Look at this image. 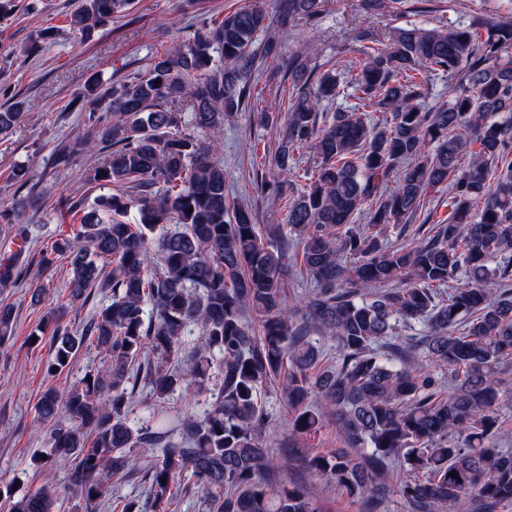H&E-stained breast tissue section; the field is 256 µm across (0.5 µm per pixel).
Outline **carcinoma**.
<instances>
[{
	"label": "carcinoma",
	"mask_w": 512,
	"mask_h": 512,
	"mask_svg": "<svg viewBox=\"0 0 512 512\" xmlns=\"http://www.w3.org/2000/svg\"><path fill=\"white\" fill-rule=\"evenodd\" d=\"M132 0H80L70 19L87 33L129 10ZM325 0H281L275 18L243 7L104 87L88 86L93 108L82 145L97 155L83 173L97 198L78 227L42 253L49 268L69 259L67 304L48 308L36 336L51 338L46 373L69 367L86 341L102 364L65 393L50 387L36 420L48 427L38 461L43 484L6 492L10 512H58L53 472L84 508L106 504L112 477L135 452L162 449L144 473L154 512L193 484L201 512H317L298 484L279 482L261 441L264 385L280 382L299 435L317 434L329 413L346 447L307 460L363 512L392 493L414 512L452 509L462 497L481 512L512 502V453L492 441L501 399L499 365L512 358V20L487 18L466 28L400 29L361 58L332 65L288 59L295 96L275 163L288 173L309 149L316 166L299 191L260 180L288 200L285 223L316 289L294 321L285 255L254 224L251 211L224 192V117L245 108L254 73L278 51L282 31L323 17ZM456 78L450 100L429 112L417 101L415 74ZM351 91L361 107L322 103ZM25 102L0 111V135L24 116ZM452 185L447 223L413 247L387 246L378 227L408 224L429 191ZM136 211L137 222L125 220ZM363 213L367 224L353 223ZM448 289V297L438 290ZM108 304L73 330L63 309L96 290ZM418 322L414 355L386 348L399 325ZM197 327L204 346L185 351ZM316 331L336 342L340 363L320 366ZM14 335L0 306V346ZM450 373L442 392L434 372ZM218 391L200 416H172L162 400L190 402ZM149 388L148 416L131 418L135 390ZM456 476H450L451 472Z\"/></svg>",
	"instance_id": "obj_1"
}]
</instances>
